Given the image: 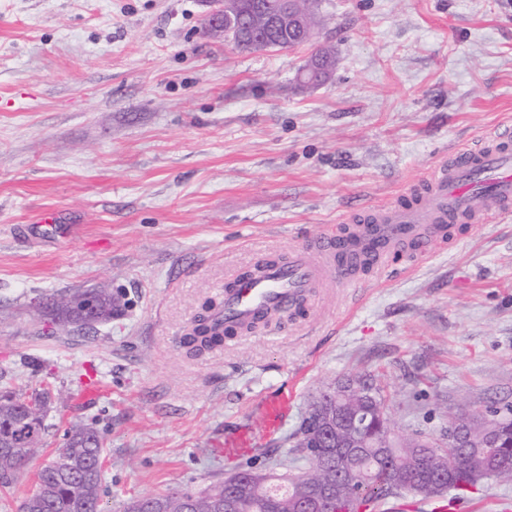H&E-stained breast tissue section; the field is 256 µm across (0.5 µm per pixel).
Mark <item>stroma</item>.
<instances>
[{
  "mask_svg": "<svg viewBox=\"0 0 512 512\" xmlns=\"http://www.w3.org/2000/svg\"><path fill=\"white\" fill-rule=\"evenodd\" d=\"M217 4L0 0V390L63 394L0 512L76 423L103 435V506L123 512L290 459L314 397L352 374L377 377L401 435L439 437L459 408L512 395V216L203 357L179 346L255 253L406 197L512 124V0H316L336 65L308 88L313 45L239 50L205 28ZM92 288L111 320L42 309ZM283 390L267 428L257 405ZM459 512H512V483ZM81 294H93L99 299L98 322L112 318V294L102 289L86 290L74 295H59L47 302L45 309L55 317H64L66 320L74 321L71 304Z\"/></svg>",
  "mask_w": 512,
  "mask_h": 512,
  "instance_id": "obj_1",
  "label": "stroma"
}]
</instances>
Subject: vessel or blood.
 I'll list each match as a JSON object with an SVG mask.
<instances>
[{
    "mask_svg": "<svg viewBox=\"0 0 512 512\" xmlns=\"http://www.w3.org/2000/svg\"><path fill=\"white\" fill-rule=\"evenodd\" d=\"M511 213L512 128L506 127L436 167L411 198L364 206L287 254L258 255L226 285L212 322L218 331L236 332L265 313H297L314 289L359 286L368 274L383 273L392 254L421 259L447 242L457 225Z\"/></svg>",
    "mask_w": 512,
    "mask_h": 512,
    "instance_id": "1",
    "label": "vessel or blood"
}]
</instances>
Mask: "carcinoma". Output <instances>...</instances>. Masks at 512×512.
<instances>
[{
    "instance_id": "obj_1",
    "label": "carcinoma",
    "mask_w": 512,
    "mask_h": 512,
    "mask_svg": "<svg viewBox=\"0 0 512 512\" xmlns=\"http://www.w3.org/2000/svg\"><path fill=\"white\" fill-rule=\"evenodd\" d=\"M308 0H293L296 9L305 15L302 28L288 31L279 28L269 17L254 13L249 20L235 27H220L207 22V28L224 35L242 51L258 49L252 33L263 35L266 49H288L313 42L320 21L316 13L308 12ZM89 293L99 299L98 320L112 318V294L102 289ZM75 296L59 295L45 306L56 317L74 320L71 304ZM213 301L202 305V312L183 336L181 345L190 356H198L224 343V335L212 326L210 317ZM50 389L32 392L29 397L34 409L11 400L10 393H0V490L11 488L26 462L43 447L48 431L41 403H51ZM308 414L340 418L344 440L353 438L347 422L364 418L367 433L361 438L363 453L354 466V478L342 480L336 471L332 454L311 457L303 453L305 438L296 442L295 460L302 462L288 476L264 468L256 462L239 467L224 480L203 490H175L150 494L141 498L147 512H222L219 504L229 492L239 502L238 512H298L301 500L312 499L315 490L328 487L337 496L321 503L318 512H374L378 502L394 494L410 492L428 498L441 493L430 490L437 483L435 476L452 477L453 490L463 496L485 480L491 460L481 441L482 416L476 411L455 414L450 423L469 429L472 440L465 448L429 445L419 433L394 439L393 422L385 398L372 376L355 375L346 378L315 397ZM35 433L38 439L32 448L24 447V432ZM103 438L91 427L74 425L67 432L63 448L37 474L36 490L27 497L20 512H96L102 502L101 471ZM499 451L512 460V408L500 419Z\"/></svg>"
}]
</instances>
